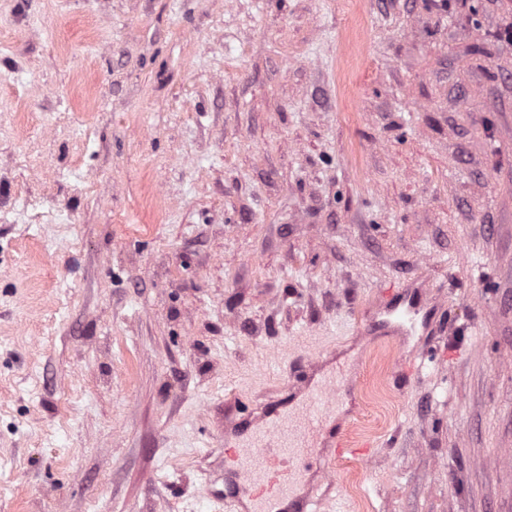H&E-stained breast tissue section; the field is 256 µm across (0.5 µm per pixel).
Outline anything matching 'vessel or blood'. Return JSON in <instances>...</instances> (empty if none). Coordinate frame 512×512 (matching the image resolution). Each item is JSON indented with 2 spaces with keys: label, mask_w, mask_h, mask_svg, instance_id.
Wrapping results in <instances>:
<instances>
[{
  "label": "vessel or blood",
  "mask_w": 512,
  "mask_h": 512,
  "mask_svg": "<svg viewBox=\"0 0 512 512\" xmlns=\"http://www.w3.org/2000/svg\"><path fill=\"white\" fill-rule=\"evenodd\" d=\"M334 409L328 384L323 381L298 403L270 400L263 412L262 430L240 428V447L226 449L224 455V466L230 474L222 500L226 512H233L247 495L255 501L252 512H273V502L293 493L296 480L290 461L302 456L318 465L327 463L329 457L350 453V443L342 438L333 453H326L317 436Z\"/></svg>",
  "instance_id": "1"
}]
</instances>
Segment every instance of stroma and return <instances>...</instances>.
Masks as SVG:
<instances>
[{
  "label": "stroma",
  "mask_w": 512,
  "mask_h": 512,
  "mask_svg": "<svg viewBox=\"0 0 512 512\" xmlns=\"http://www.w3.org/2000/svg\"><path fill=\"white\" fill-rule=\"evenodd\" d=\"M509 21L0 0V512H217L226 400L349 353L319 512H512Z\"/></svg>",
  "instance_id": "stroma-1"
}]
</instances>
